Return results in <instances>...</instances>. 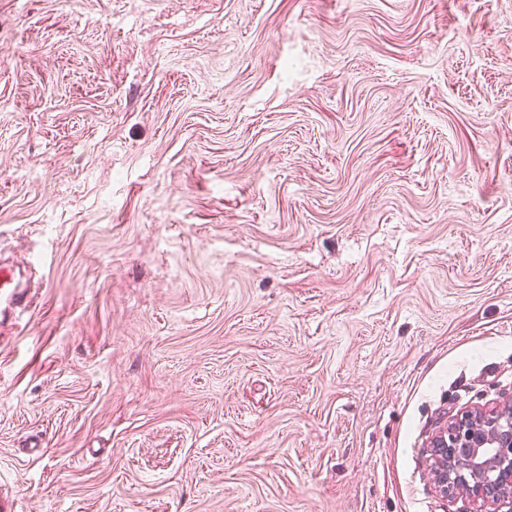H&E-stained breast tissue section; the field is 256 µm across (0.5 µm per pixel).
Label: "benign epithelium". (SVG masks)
<instances>
[{
    "label": "benign epithelium",
    "mask_w": 512,
    "mask_h": 512,
    "mask_svg": "<svg viewBox=\"0 0 512 512\" xmlns=\"http://www.w3.org/2000/svg\"><path fill=\"white\" fill-rule=\"evenodd\" d=\"M434 477L446 497L469 495L512 512V406L461 413L431 441Z\"/></svg>",
    "instance_id": "7a95c632"
}]
</instances>
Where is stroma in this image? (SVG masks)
Listing matches in <instances>:
<instances>
[{"mask_svg":"<svg viewBox=\"0 0 512 512\" xmlns=\"http://www.w3.org/2000/svg\"><path fill=\"white\" fill-rule=\"evenodd\" d=\"M10 512H481L512 399V0H0ZM33 295L31 292H23L22 288H17L15 283V273L3 265L0 267V306H11L20 304L23 309H27L32 305ZM4 308L2 311H4ZM434 477L445 497L466 494L512 511V406L461 413L431 441ZM503 508H507L503 511Z\"/></svg>","mask_w":512,"mask_h":512,"instance_id":"1","label":"stroma"}]
</instances>
